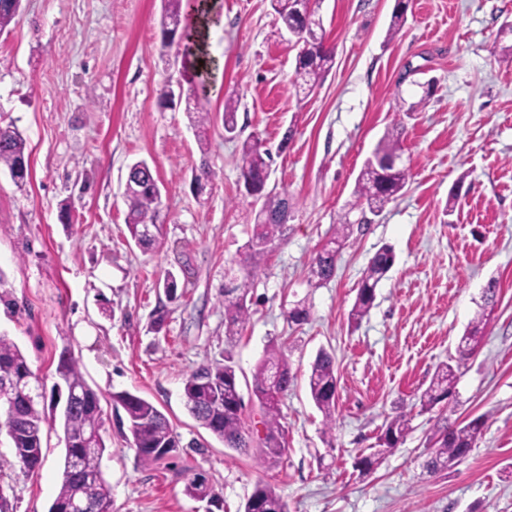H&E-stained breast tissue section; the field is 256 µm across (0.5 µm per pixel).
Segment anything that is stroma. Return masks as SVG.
<instances>
[{"mask_svg": "<svg viewBox=\"0 0 512 512\" xmlns=\"http://www.w3.org/2000/svg\"><path fill=\"white\" fill-rule=\"evenodd\" d=\"M209 2L205 157L184 110L159 104L164 86L181 80L190 45L187 35L163 46L161 0H24L0 36V120L18 126L29 154L23 186L0 172V269L15 302L11 311L0 304V331L46 384L63 349L79 359L101 395L112 512H241L261 481L288 512H512V61L502 52L512 44V0H411L393 37L396 0H316L335 64L307 96L294 85L299 48L269 0ZM232 90L234 139L222 122ZM396 124L407 187L380 213L350 210L365 160ZM252 136L272 152L269 187L290 200L288 232L257 269L250 318L230 340L224 285L239 273L231 261L259 208L238 184L239 144ZM204 158L222 175L200 199L192 179ZM138 160L156 173L166 214L148 251L125 225L124 183ZM344 215L354 227L336 274L309 287V265ZM384 246L395 263L369 313L350 325L358 284ZM169 272L181 292L173 302L160 287ZM300 301L310 319L298 326L288 312ZM160 307L167 319L157 333ZM480 314L484 335L460 360V338ZM271 344L295 376L280 405L288 452L272 468L258 451L225 447L183 400L185 377L228 354L251 384ZM322 349L336 359L329 432L307 391ZM455 359L458 406L421 411L417 394ZM121 390L165 414L176 453L138 459L110 400ZM403 409L412 417L405 441L364 471L361 458ZM478 416L485 426L468 457L427 473L424 449L440 419ZM62 437L59 424L45 425V462L29 474L12 466L0 437V490L12 512H48L63 479ZM198 474L215 500L186 494Z\"/></svg>", "mask_w": 512, "mask_h": 512, "instance_id": "obj_1", "label": "stroma"}]
</instances>
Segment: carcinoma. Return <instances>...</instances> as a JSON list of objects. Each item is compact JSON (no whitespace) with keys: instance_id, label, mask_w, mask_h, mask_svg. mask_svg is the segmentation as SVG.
<instances>
[{"instance_id":"1","label":"carcinoma","mask_w":512,"mask_h":512,"mask_svg":"<svg viewBox=\"0 0 512 512\" xmlns=\"http://www.w3.org/2000/svg\"><path fill=\"white\" fill-rule=\"evenodd\" d=\"M22 0H0V35L9 30L21 10ZM282 26L304 35L309 49L295 59V82L304 95H309L322 83L333 68L334 54L323 42L309 40L307 34L322 28L316 14L305 20L298 0H270ZM238 98L229 94L224 101V133L237 135L236 112ZM189 124L198 130V144L202 155L198 173L194 176L197 196L212 189L220 174L209 162L205 131L211 123L210 112L200 106L186 105ZM402 130L394 126L380 139L372 152L373 159L365 162L353 191L350 210L369 208L379 211L384 204L397 197L408 183L405 169L393 167L388 161L400 150ZM26 139L12 123L0 125V171L12 178L24 179L28 164ZM271 154L260 139L251 137L242 142L239 159V186L242 192L259 193L261 206L255 214L253 234L245 245L243 258L238 261L245 275L224 288V332L232 339L239 335L249 320L247 298L253 287V273L267 255V243L282 240L287 232L288 197L266 186L270 174ZM127 206L125 225L132 240L141 246L158 241V235L141 234V226L152 224L160 228L163 210L162 196L158 193L157 178L149 164L142 160L133 164L124 190ZM352 222L342 217L336 225L333 239L312 260L308 271V284L318 288L335 274L338 246L350 234ZM393 250L384 246L372 257L357 289L350 311V321L357 325L367 315L376 297V288L393 267ZM483 317L473 321L471 330L461 338L464 343L461 357L474 353L481 333ZM32 374L28 359L20 347L6 334L0 333V434L7 437L12 462L26 473L40 467L44 461L42 434L46 423V410H57L60 394L57 388L74 397L69 408L62 412L63 432L79 440V445L68 449L78 459L80 471L63 474V480L49 506L48 512H71V502L85 500L102 506L100 512H112V487L102 471V458L106 450L102 410L98 393L87 383L78 360L64 350L56 368L58 381L50 393L19 392L24 378ZM457 376L452 365L438 366L429 387L419 402L421 410L430 411L449 399ZM293 382L290 366L284 354L271 345L253 374L251 394L256 398L261 413L264 436L256 445L244 418V401L240 383L232 362L224 361L201 367L186 376L183 386L185 406L224 446L240 453L257 447L264 461L276 465L286 452V431L281 424L280 404ZM336 367L333 356L321 350L311 364L308 388L311 399L323 414L325 425H330L336 407ZM112 408L123 410L126 416L129 442L135 446L138 458L152 463L170 456L179 448L180 440L168 418L150 400L128 390L111 393ZM411 418L399 412L385 424L375 453L362 459L363 469L369 470L380 456L396 447L410 432ZM484 427V420L476 417L465 425L444 422L430 437L425 450L423 468L429 474L444 473L458 466L474 447ZM186 493L193 498H212L213 489L200 477L188 481ZM244 512H287V504L274 486L259 483L247 498Z\"/></svg>"}]
</instances>
